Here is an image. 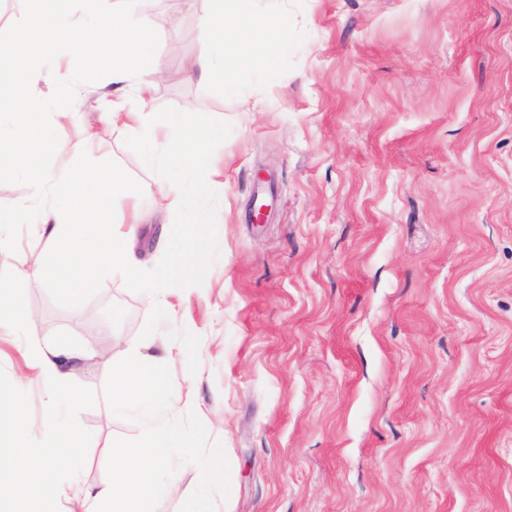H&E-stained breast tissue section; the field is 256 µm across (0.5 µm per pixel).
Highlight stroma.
Instances as JSON below:
<instances>
[{
  "instance_id": "35a3bbf8",
  "label": "stroma",
  "mask_w": 512,
  "mask_h": 512,
  "mask_svg": "<svg viewBox=\"0 0 512 512\" xmlns=\"http://www.w3.org/2000/svg\"><path fill=\"white\" fill-rule=\"evenodd\" d=\"M206 4L140 0L161 79L144 105L125 90L144 117L171 105L232 127L211 159L220 255L201 285L154 299L114 274L82 307L56 305L17 271L50 254L32 212L64 190L0 175V209L20 211L0 227V282L30 313L24 332L0 327V367L30 397L33 437L48 396L29 337L83 354L84 485L143 431L107 404L112 346L150 342L195 354L170 412H195L222 447L217 512H512V0H262L295 23L276 73L200 83L181 67L204 51ZM31 89L36 128L92 130L75 163L125 174L112 221L139 214L132 249L156 266L168 183L101 116L111 79L49 58ZM199 478L178 467L156 512H180Z\"/></svg>"
}]
</instances>
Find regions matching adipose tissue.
Listing matches in <instances>:
<instances>
[{"label": "adipose tissue", "mask_w": 512, "mask_h": 512, "mask_svg": "<svg viewBox=\"0 0 512 512\" xmlns=\"http://www.w3.org/2000/svg\"><path fill=\"white\" fill-rule=\"evenodd\" d=\"M60 0H34L35 7L16 28L10 41L0 46V116L11 117L9 139L18 159H33L37 178L67 189V204L62 211L42 214L43 224L53 242L51 259L82 258L78 272L64 278L67 287L96 279L105 269L120 266L137 275L138 262L125 242L134 236L135 227L112 231L109 201L124 192L121 173H101L91 167L65 166L66 157L77 154L79 145L63 138L39 134L32 122L41 110L40 98L27 93L26 82L36 73L42 56L55 54L60 61L72 56H94L104 44L112 47V83L115 89L136 85L141 97L154 91L160 75L149 67L144 47L152 35L147 20L130 22L127 14L135 0H123L125 11L109 13L103 0H77L79 23L59 7ZM202 16L199 31L208 46L207 54L187 63L185 73L200 82L212 80L227 63L247 68L274 71L277 55L288 44V20L263 15L258 0H211ZM28 358L40 369L49 393L69 395L80 401L69 368L78 355L62 345L47 346L30 339ZM174 364L169 351L137 354L131 360L112 366V395L121 401L149 402L161 397L167 376Z\"/></svg>", "instance_id": "ef3b65f1"}]
</instances>
